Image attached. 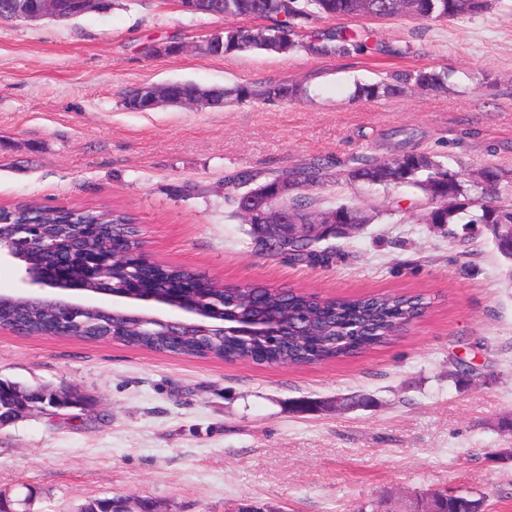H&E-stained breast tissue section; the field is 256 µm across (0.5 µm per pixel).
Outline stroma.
Returning <instances> with one entry per match:
<instances>
[{"label": "stroma", "instance_id": "35a3bbf8", "mask_svg": "<svg viewBox=\"0 0 512 512\" xmlns=\"http://www.w3.org/2000/svg\"><path fill=\"white\" fill-rule=\"evenodd\" d=\"M253 18L191 15L177 0H114L74 20L0 21V208L26 203L133 214L146 258L226 286L259 284L323 296L425 294L429 312L389 345L300 366L178 357L116 340L0 330V379L65 388L84 405L45 407L0 426V497L14 512H79L94 498L150 499L162 512H400L419 490L485 495L512 512V263L487 234L448 237L425 221L415 189L327 183L323 205L378 210L363 232L327 242L332 256L292 264L255 251L229 217L225 177L260 180L313 160L351 164L402 150L452 169H512V0L448 21L351 20L381 53L184 52L149 58L150 43L194 42ZM449 70L447 92L354 98L355 83L398 71ZM189 81L203 88L285 81L288 103L126 110L125 88ZM191 193H184V186ZM412 204L408 214L395 201ZM479 371L449 378L453 359ZM351 396L368 408L297 412L296 401Z\"/></svg>", "mask_w": 512, "mask_h": 512}]
</instances>
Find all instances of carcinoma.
Wrapping results in <instances>:
<instances>
[{"label":"carcinoma","instance_id":"cac0c4a2","mask_svg":"<svg viewBox=\"0 0 512 512\" xmlns=\"http://www.w3.org/2000/svg\"><path fill=\"white\" fill-rule=\"evenodd\" d=\"M497 0H224V16L260 19L271 24L277 39L268 40L261 28L232 27L224 30V54L248 51L304 52L313 56H349L370 50L368 37L349 28L303 31L314 19H391L453 21L490 11ZM409 87L432 92L448 90V72L420 69L401 72L372 83H357L353 96L375 100L401 95ZM303 89L288 82L271 81L262 85L238 84L230 89L240 101L260 99L288 102L297 99ZM283 174L297 190L288 197L292 214L304 216L320 201L306 189L325 182L367 185L388 189L410 185L418 189L428 205L430 224H498L512 215V170L488 166L471 176L448 168L436 156L423 151H404L388 157H366L336 171L320 162H310L287 169ZM225 200L238 213L240 199L260 187L257 175L243 168L225 179ZM343 224L360 219L362 207L341 203L334 206ZM38 222L49 232L57 224H83L91 241L95 265L83 263L62 273L53 267L43 268L51 281L65 280L80 288L101 284L99 265L105 262L109 236L105 225L125 234L130 254L127 266L142 265L140 241L135 219L125 213L72 209L67 213L49 206L30 204L0 209V235L9 236L14 225ZM112 284L132 299L148 293L203 306L210 312L206 328L192 327L176 335L161 330L145 332L136 319L121 314L112 317L111 338L131 346L180 357L244 360L252 355L255 362L293 366L340 361L361 352L385 346L412 322L426 315L430 302L422 294L395 293L346 297H326L315 293H298L281 288L245 284L216 290V282L183 266H164L154 273L130 279L126 266L114 265ZM56 312L43 303L13 302L0 298V329L28 336L48 331L68 334ZM262 320L267 323L264 335L253 334L244 327ZM485 502V497L464 495L450 497L444 512H471L470 501Z\"/></svg>","mask_w":512,"mask_h":512}]
</instances>
